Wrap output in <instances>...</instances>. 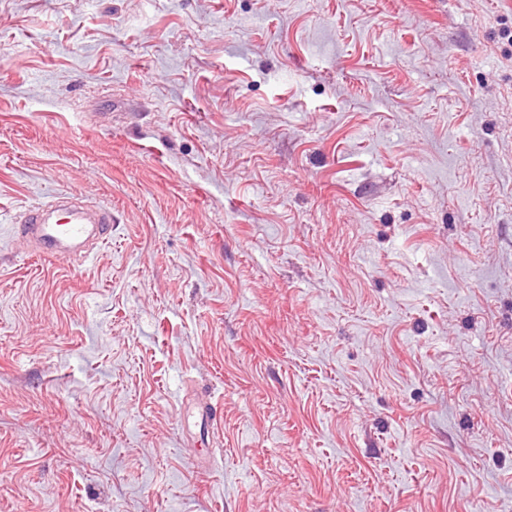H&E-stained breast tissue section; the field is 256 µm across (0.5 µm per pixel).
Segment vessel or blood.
I'll return each mask as SVG.
<instances>
[{
	"label": "vessel or blood",
	"mask_w": 512,
	"mask_h": 512,
	"mask_svg": "<svg viewBox=\"0 0 512 512\" xmlns=\"http://www.w3.org/2000/svg\"><path fill=\"white\" fill-rule=\"evenodd\" d=\"M21 231L43 256L65 254L69 262H86L112 233L107 207L85 204L78 193L56 195L28 209Z\"/></svg>",
	"instance_id": "obj_1"
}]
</instances>
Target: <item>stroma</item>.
Wrapping results in <instances>:
<instances>
[{
	"label": "stroma",
	"mask_w": 512,
	"mask_h": 512,
	"mask_svg": "<svg viewBox=\"0 0 512 512\" xmlns=\"http://www.w3.org/2000/svg\"><path fill=\"white\" fill-rule=\"evenodd\" d=\"M0 512H512V0H0ZM23 218L22 236L37 253L53 257L62 253L71 263L86 262L112 234L111 211L85 204L77 192L53 196L28 209Z\"/></svg>",
	"instance_id": "1"
}]
</instances>
